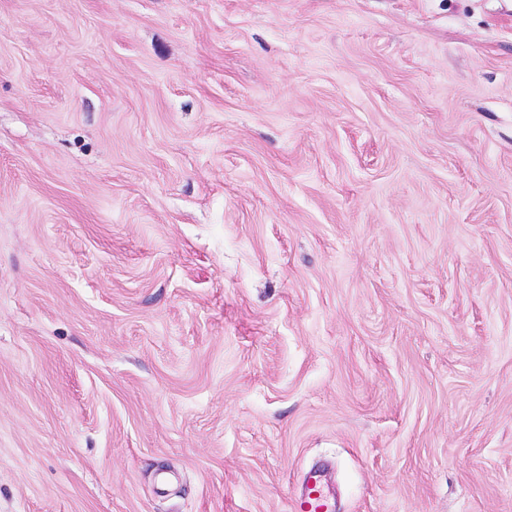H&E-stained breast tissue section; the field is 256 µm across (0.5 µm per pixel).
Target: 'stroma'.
I'll return each instance as SVG.
<instances>
[{
	"instance_id": "35a3bbf8",
	"label": "stroma",
	"mask_w": 512,
	"mask_h": 512,
	"mask_svg": "<svg viewBox=\"0 0 512 512\" xmlns=\"http://www.w3.org/2000/svg\"><path fill=\"white\" fill-rule=\"evenodd\" d=\"M512 512V0H0V512ZM305 491L294 500L295 512H330V506L322 494L318 477L309 476Z\"/></svg>"
}]
</instances>
